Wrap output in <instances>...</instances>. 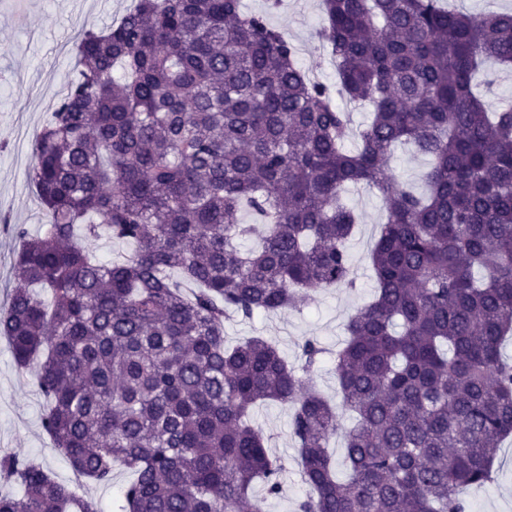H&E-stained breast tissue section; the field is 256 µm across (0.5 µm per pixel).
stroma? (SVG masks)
Returning <instances> with one entry per match:
<instances>
[{"label": "stroma", "instance_id": "stroma-1", "mask_svg": "<svg viewBox=\"0 0 512 512\" xmlns=\"http://www.w3.org/2000/svg\"><path fill=\"white\" fill-rule=\"evenodd\" d=\"M132 5L133 0H0V213L11 220L10 225H0V288L17 286L13 263L19 240L14 225H23L33 235L43 230L29 173L32 142L48 114L46 105L74 73L81 34L119 21ZM269 20L299 44L303 67L335 82L330 53L316 35L322 23L319 0H282ZM347 201L360 217L349 242L355 287L331 288L300 308L224 324L228 344L263 336L296 365L303 342L317 339L325 353L313 377L330 400L336 397L334 353L345 336V324L372 297L367 256L384 219L381 198L368 189H350ZM43 413L44 400L33 372L16 365L6 339L0 337V448L38 458L57 481L70 483L72 469L44 430ZM289 414L288 406L275 402L253 410L254 424L274 436L271 452L286 467L278 496H267L262 485L254 486L252 494L261 512H296V503L306 492ZM465 497L469 512H512V438L500 446L492 481L467 491Z\"/></svg>", "mask_w": 512, "mask_h": 512}]
</instances>
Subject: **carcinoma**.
I'll return each instance as SVG.
<instances>
[{
  "label": "carcinoma",
  "mask_w": 512,
  "mask_h": 512,
  "mask_svg": "<svg viewBox=\"0 0 512 512\" xmlns=\"http://www.w3.org/2000/svg\"><path fill=\"white\" fill-rule=\"evenodd\" d=\"M321 10L334 87L240 0H135L83 34L78 76L34 140L45 230L15 227L0 335L37 366L43 428L73 471L136 475L121 512H256L254 483L276 496L284 471L249 420L265 402L292 410L297 512H467L462 489L491 481L512 435V105L489 109L478 82L490 62L512 69V12ZM399 142L431 158L422 194L387 172ZM348 186L387 216L332 405L272 341L227 345L224 320L355 287ZM245 207L259 222L239 221ZM104 234L133 256L85 246ZM322 353L306 340L302 371ZM0 479L17 488L0 512H98L34 458L0 454Z\"/></svg>",
  "instance_id": "obj_1"
}]
</instances>
